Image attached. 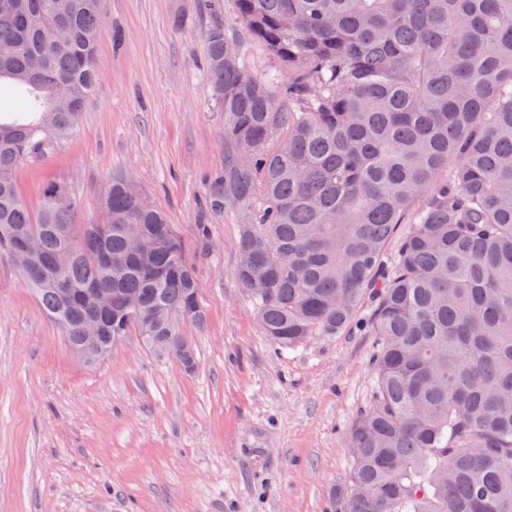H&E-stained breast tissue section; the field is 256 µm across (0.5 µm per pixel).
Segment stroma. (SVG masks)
<instances>
[{
    "label": "stroma",
    "instance_id": "1",
    "mask_svg": "<svg viewBox=\"0 0 512 512\" xmlns=\"http://www.w3.org/2000/svg\"><path fill=\"white\" fill-rule=\"evenodd\" d=\"M98 84L75 131L16 170L31 210L60 184L102 221L112 178L163 209L207 314L197 366L127 337L84 363L0 255V512H330L367 403L373 339L353 328L280 354L237 281L239 226L212 214L224 166L201 0H104ZM120 44H113V33Z\"/></svg>",
    "mask_w": 512,
    "mask_h": 512
}]
</instances>
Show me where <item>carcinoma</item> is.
I'll return each instance as SVG.
<instances>
[{
	"label": "carcinoma",
	"mask_w": 512,
	"mask_h": 512,
	"mask_svg": "<svg viewBox=\"0 0 512 512\" xmlns=\"http://www.w3.org/2000/svg\"><path fill=\"white\" fill-rule=\"evenodd\" d=\"M204 0L224 113L212 213L234 208L235 276L283 352L371 303L370 399L348 433L336 512H512V0ZM103 0H0V251L37 242L23 283L84 361L138 336L188 370L194 267L163 211L112 179L101 224L72 223L19 162L69 135L97 81ZM279 70L257 77L244 39ZM71 232L61 259L58 229ZM396 241L393 255L387 246ZM107 288L109 312L62 288ZM134 301L139 313L123 308ZM164 308L170 321L152 328ZM96 317L87 343L80 327Z\"/></svg>",
	"instance_id": "carcinoma-1"
}]
</instances>
